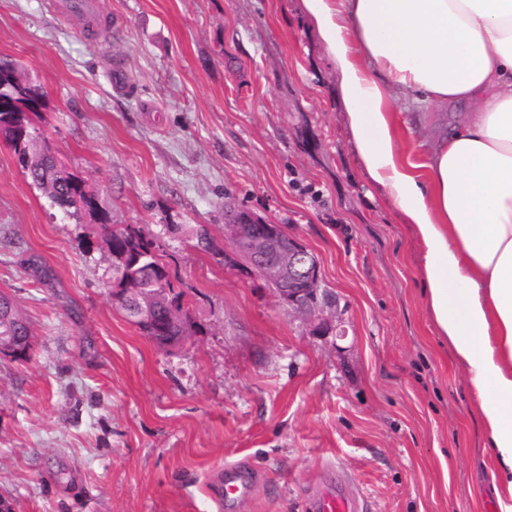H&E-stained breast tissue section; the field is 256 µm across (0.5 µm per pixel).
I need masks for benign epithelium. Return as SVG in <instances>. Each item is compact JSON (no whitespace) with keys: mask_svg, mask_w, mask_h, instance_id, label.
<instances>
[{"mask_svg":"<svg viewBox=\"0 0 512 512\" xmlns=\"http://www.w3.org/2000/svg\"><path fill=\"white\" fill-rule=\"evenodd\" d=\"M224 260L246 266L259 274L288 312L306 319L312 334L326 336L341 311L328 290L320 287L319 261L315 254L280 225L264 219L229 201L224 204ZM113 297L128 306L138 322L153 319L154 309L142 301L140 289L126 280L113 289ZM24 355V342L15 336H0V356L17 359Z\"/></svg>","mask_w":512,"mask_h":512,"instance_id":"7a95c632","label":"benign epithelium"}]
</instances>
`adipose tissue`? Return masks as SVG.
Listing matches in <instances>:
<instances>
[{"label": "adipose tissue", "mask_w": 512, "mask_h": 512, "mask_svg": "<svg viewBox=\"0 0 512 512\" xmlns=\"http://www.w3.org/2000/svg\"><path fill=\"white\" fill-rule=\"evenodd\" d=\"M368 182L412 230L423 297L512 512V0H306ZM456 102L422 160L397 104Z\"/></svg>", "instance_id": "adipose-tissue-1"}]
</instances>
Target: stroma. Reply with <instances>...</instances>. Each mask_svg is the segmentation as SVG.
Listing matches in <instances>:
<instances>
[{
    "label": "stroma",
    "mask_w": 512,
    "mask_h": 512,
    "mask_svg": "<svg viewBox=\"0 0 512 512\" xmlns=\"http://www.w3.org/2000/svg\"><path fill=\"white\" fill-rule=\"evenodd\" d=\"M87 39L50 0H0V58L47 93L36 121L113 223L171 256L197 331L165 351L112 302V268L0 142V291L34 333L0 358V498L13 512H221L219 470L258 478L233 512H314L331 483L364 512H497L474 404L422 296L419 250L352 150L305 0H103ZM123 64L130 89L114 87ZM415 110L406 150L445 133ZM317 256L341 347L257 275L198 251L224 203Z\"/></svg>",
    "instance_id": "stroma-1"
}]
</instances>
